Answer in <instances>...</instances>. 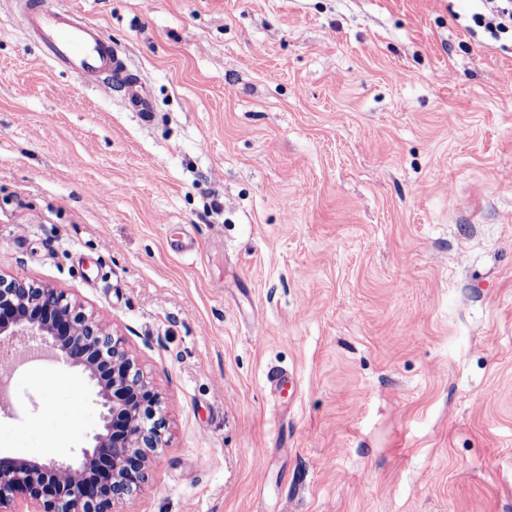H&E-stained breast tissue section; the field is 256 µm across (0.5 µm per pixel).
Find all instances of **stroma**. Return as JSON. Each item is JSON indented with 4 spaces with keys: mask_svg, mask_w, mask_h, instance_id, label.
I'll return each instance as SVG.
<instances>
[{
    "mask_svg": "<svg viewBox=\"0 0 512 512\" xmlns=\"http://www.w3.org/2000/svg\"><path fill=\"white\" fill-rule=\"evenodd\" d=\"M17 2L0 273L103 319L161 394L130 512H512V33L477 0H46L126 52L146 124ZM13 390L0 453L100 426L80 368ZM502 1L510 4V8L509 5L497 6L495 10L491 9L488 14L480 12L474 15L476 25L483 27L494 38L497 37L498 33L512 28V2L510 0Z\"/></svg>",
    "mask_w": 512,
    "mask_h": 512,
    "instance_id": "obj_1",
    "label": "stroma"
}]
</instances>
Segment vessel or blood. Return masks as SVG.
<instances>
[{
  "label": "vessel or blood",
  "mask_w": 512,
  "mask_h": 512,
  "mask_svg": "<svg viewBox=\"0 0 512 512\" xmlns=\"http://www.w3.org/2000/svg\"><path fill=\"white\" fill-rule=\"evenodd\" d=\"M24 25L35 35L44 54L82 82L121 92L128 108L149 120L151 104L142 82L131 74L124 53L99 27L79 21L74 13L55 11L42 0H26Z\"/></svg>",
  "instance_id": "vessel-or-blood-1"
}]
</instances>
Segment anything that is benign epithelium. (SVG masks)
Segmentation results:
<instances>
[{"mask_svg": "<svg viewBox=\"0 0 512 512\" xmlns=\"http://www.w3.org/2000/svg\"><path fill=\"white\" fill-rule=\"evenodd\" d=\"M35 336L98 387L102 429L78 462L0 459V509L25 494L26 512H117L147 480L152 454L164 443L161 399L123 338L49 284L0 274V347Z\"/></svg>", "mask_w": 512, "mask_h": 512, "instance_id": "1", "label": "benign epithelium"}]
</instances>
